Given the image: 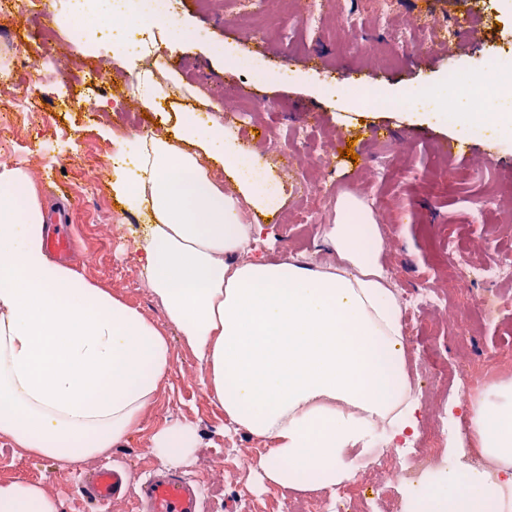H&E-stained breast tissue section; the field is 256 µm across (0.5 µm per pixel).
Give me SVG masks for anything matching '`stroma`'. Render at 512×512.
Returning <instances> with one entry per match:
<instances>
[{
  "label": "stroma",
  "mask_w": 512,
  "mask_h": 512,
  "mask_svg": "<svg viewBox=\"0 0 512 512\" xmlns=\"http://www.w3.org/2000/svg\"><path fill=\"white\" fill-rule=\"evenodd\" d=\"M38 13L24 14L18 30L28 51H37L47 32L60 31V12L51 0H42ZM360 18L359 32L371 38H393L412 18L456 14L455 0H399L394 24L385 31L374 24L371 0H355ZM336 0H326V26L310 34L293 22L287 38L271 34L259 41L236 21L234 0H179L181 23L197 36L184 40L178 34L158 30L149 40L158 52L169 56L170 72L201 109L212 110L216 123L224 121V104L247 97L261 123L250 139L261 165L279 182L284 205L261 212L246 209L243 219L262 227L256 254L269 261L294 255L319 265L331 256L322 246L330 226L336 222L337 203L351 196L363 213L381 227V261L390 271L396 293L426 288L445 296L440 307L409 317L405 348L411 378L416 381L420 405V427L428 429L439 408L448 403L449 371L467 361L488 357L498 366L497 376L512 379V279L489 287L454 286L451 276L463 267H476L505 254L512 255V196L498 198L495 206H484L490 190L512 178V139L493 133L468 135L456 127L431 118L426 107L401 102L405 86L429 89L434 101L448 92V68L477 75L481 72L482 46L461 45L455 63L439 59L425 64L422 52L407 43L398 65L370 77L364 51L352 38H337ZM253 54L266 69L285 71L282 79L255 82L232 63L237 50ZM371 89L379 105L362 108L355 92ZM81 86L45 87L33 107L38 123L19 126L8 135L0 151V163L29 170L35 179L46 211H54L61 197L76 198L75 248L66 258L85 277L108 288L138 308L159 326L167 320L162 308L143 285L137 267L136 245L143 230L128 218L125 206L115 203L112 176L104 174L99 191L83 190L86 175L95 162V146L115 151L128 145L126 119L121 110L106 108L95 126H88L80 110L64 111L57 99H72ZM309 124L316 135L309 144L311 154L330 151L339 155L352 148L354 159L341 158L335 191L313 193L301 201L292 182L280 179L275 161L267 152L270 138H284L291 127ZM385 126L390 136L376 139L375 126ZM464 138L477 151L490 154V161L477 164L463 160L453 167L459 183L440 187L441 167L437 152L443 142ZM391 169L386 183H375L371 171L376 160ZM459 241L457 255L447 256L445 235ZM468 325L474 345L460 347L455 339L459 326ZM174 364L164 382L155 408L145 415L133 439L112 449L98 460L60 470L45 458L21 453L0 439V482L28 479L44 483L62 503L63 512H92L76 491L85 473L99 464L124 466L130 484H138L145 473L166 469L154 454L151 438L159 428L175 421L194 424L199 446L180 475L205 488V512H239V500L250 502L253 512H283L289 500L314 499V492L300 493L262 484L256 467L242 466V459L265 444L245 430H231L223 410L204 391L201 371L189 350L173 341ZM431 354L446 365L439 376H422L421 356ZM356 479L340 486L338 495L361 503L360 512H395V497L375 500L379 472L359 459Z\"/></svg>",
  "instance_id": "stroma-1"
}]
</instances>
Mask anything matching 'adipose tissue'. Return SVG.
Masks as SVG:
<instances>
[{
    "mask_svg": "<svg viewBox=\"0 0 512 512\" xmlns=\"http://www.w3.org/2000/svg\"><path fill=\"white\" fill-rule=\"evenodd\" d=\"M216 158L236 193L214 176ZM243 159L223 127L189 118L177 138L143 136L116 151L112 192L145 218L141 279L194 354L206 392L230 425L268 443L262 479L332 495L355 478L375 428L391 441L417 431L402 309L377 225L347 217L355 198L340 201L323 240L333 262L252 256L259 227L243 222L240 205L265 210L270 198ZM48 236L35 179L1 163L0 438L65 468L137 433L172 350L136 307L51 259ZM465 411L483 467L428 472L404 512H512V381L471 395ZM198 446L189 422L152 437L174 466ZM60 508L41 483H0V512Z\"/></svg>",
    "mask_w": 512,
    "mask_h": 512,
    "instance_id": "1",
    "label": "adipose tissue"
}]
</instances>
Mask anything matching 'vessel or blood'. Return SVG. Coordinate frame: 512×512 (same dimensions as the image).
<instances>
[{
    "instance_id": "obj_1",
    "label": "vessel or blood",
    "mask_w": 512,
    "mask_h": 512,
    "mask_svg": "<svg viewBox=\"0 0 512 512\" xmlns=\"http://www.w3.org/2000/svg\"><path fill=\"white\" fill-rule=\"evenodd\" d=\"M124 484L122 470L107 464L87 474L79 491L105 510L122 495ZM203 495L200 482L165 471L149 473L134 492L139 512H201Z\"/></svg>"
}]
</instances>
